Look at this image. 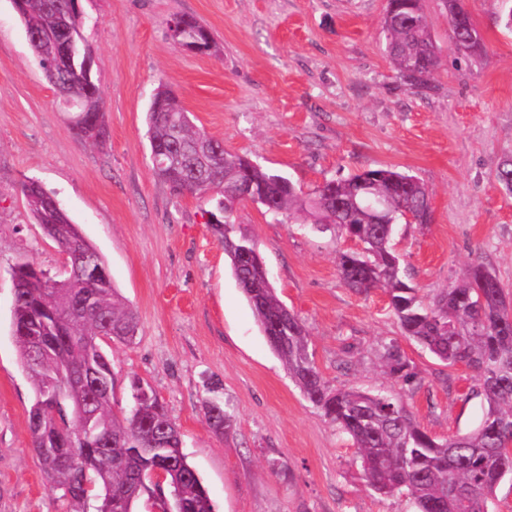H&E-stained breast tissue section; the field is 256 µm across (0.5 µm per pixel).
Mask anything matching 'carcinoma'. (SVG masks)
Here are the masks:
<instances>
[{"label":"carcinoma","mask_w":512,"mask_h":512,"mask_svg":"<svg viewBox=\"0 0 512 512\" xmlns=\"http://www.w3.org/2000/svg\"><path fill=\"white\" fill-rule=\"evenodd\" d=\"M20 18L24 29L43 36L33 45L39 57L51 56L69 34L81 40L77 0H22ZM184 21L181 40L186 48H210L209 32L189 17ZM383 21L397 73L402 76L414 66L418 77L410 86L428 87L439 59L421 0H388ZM75 65L46 79L55 91L75 95L85 124L104 138L105 113L92 67L82 58ZM147 125L155 174L179 193L216 200L215 212L223 222L211 224V229L258 324L282 325V338L270 347L304 395L353 441L367 485L382 496H408L417 512H481L504 472L512 473V455L505 451L512 440V309L503 305L512 294L483 263L474 261L455 286L430 304L418 298L393 241L404 210L415 214V223H430L424 184L396 168L365 169L344 180L326 181L306 195L286 177L225 150L223 141L194 125L169 90L156 94ZM496 181L512 191L511 155L499 163ZM240 183L252 187L255 204L267 213L308 211L316 215L317 224L355 238L360 249L336 257L344 285L357 293L383 289L406 337L440 361L474 373L476 394L484 405L476 429L439 439L391 395L327 384L309 352L304 324L277 296L264 262H240L244 250L256 248L249 236L237 233L232 221L241 203ZM21 191L45 236L68 254L78 271L58 280L28 260L15 265L13 321L19 335L44 337L35 365L26 342H18L34 395L52 379L75 376L62 405L35 400L29 410L31 441L44 474L71 498L74 512H87L91 499L95 512H101L109 494L112 501L136 512L141 498L151 500L156 494L154 487L142 483L141 475L160 466L167 470L162 492L170 502H179L182 512H214L208 489L183 450L176 422L148 384L138 378L129 383L130 391L143 388L149 393L139 418L128 410L118 416L112 409V363L100 342L136 332L137 319L115 288L106 259L65 210L49 204L46 191L28 182ZM383 357L389 375L413 383L415 374L397 346H387ZM91 369L101 375L105 389L76 378ZM203 409L214 432L231 430L233 420L218 401H205ZM102 433L108 442L100 441ZM159 433L165 446L154 448L152 440Z\"/></svg>","instance_id":"1"}]
</instances>
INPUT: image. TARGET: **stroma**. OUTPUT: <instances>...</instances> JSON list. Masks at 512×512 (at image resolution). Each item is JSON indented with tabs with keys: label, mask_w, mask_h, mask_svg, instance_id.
Here are the masks:
<instances>
[{
	"label": "stroma",
	"mask_w": 512,
	"mask_h": 512,
	"mask_svg": "<svg viewBox=\"0 0 512 512\" xmlns=\"http://www.w3.org/2000/svg\"><path fill=\"white\" fill-rule=\"evenodd\" d=\"M387 0H78L108 127L81 141L46 81L11 0H0V512H71L32 448V385L12 336V269L25 259L62 276L66 256L21 193L52 192L105 257L136 312L133 343L104 341L114 411L147 383L178 424L214 512H415L407 496L369 489L356 450L289 378L268 345L208 224L213 202L153 173L146 113L173 89L196 126L304 193L368 168L394 167L429 190L432 221L399 224L394 248L423 302L479 260L512 291V194L496 180L512 155V31L503 0H464L485 49L458 51L445 0H421L441 65L427 89L391 68ZM195 18L206 50L176 45L169 23ZM257 243L279 298L303 321L333 388L399 397L432 436L475 429L476 381L408 339L384 290L356 293L336 269L357 244L251 203L234 212ZM397 345L416 378L388 375ZM234 418L208 428L203 402Z\"/></svg>",
	"instance_id": "obj_1"
}]
</instances>
